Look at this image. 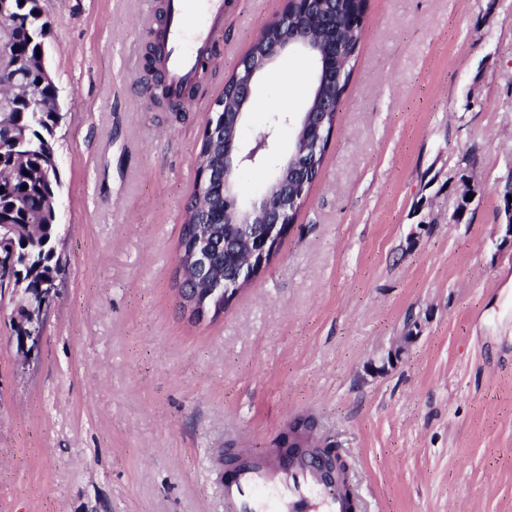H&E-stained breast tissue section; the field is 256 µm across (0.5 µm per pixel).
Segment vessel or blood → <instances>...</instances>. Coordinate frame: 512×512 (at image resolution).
<instances>
[{"instance_id":"1","label":"vessel or blood","mask_w":512,"mask_h":512,"mask_svg":"<svg viewBox=\"0 0 512 512\" xmlns=\"http://www.w3.org/2000/svg\"><path fill=\"white\" fill-rule=\"evenodd\" d=\"M226 0H165L160 74L172 97L192 85L199 61L224 27ZM226 512H352L353 497L330 487L312 467L251 458L224 483Z\"/></svg>"}]
</instances>
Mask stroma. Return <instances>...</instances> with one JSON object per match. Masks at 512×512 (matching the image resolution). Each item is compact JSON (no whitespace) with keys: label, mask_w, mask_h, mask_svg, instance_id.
<instances>
[{"label":"stroma","mask_w":512,"mask_h":512,"mask_svg":"<svg viewBox=\"0 0 512 512\" xmlns=\"http://www.w3.org/2000/svg\"><path fill=\"white\" fill-rule=\"evenodd\" d=\"M163 2L39 0L64 232L34 358L0 302V512H224V453L270 452L298 415L338 444L359 512H512V0H369L293 228L200 319L177 257L203 121L284 0H227L178 110L144 93ZM276 69L290 83L259 79L244 142L304 107L311 61Z\"/></svg>","instance_id":"1"}]
</instances>
